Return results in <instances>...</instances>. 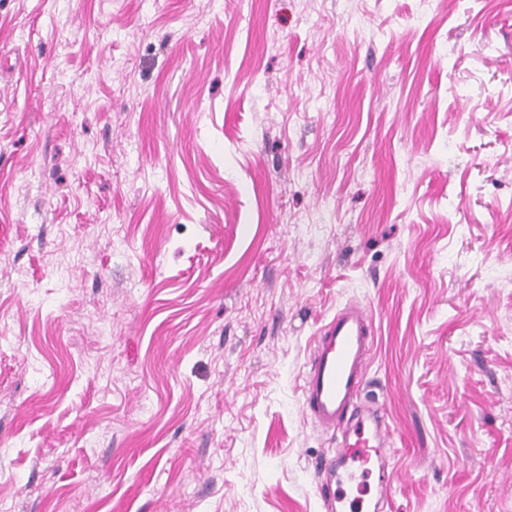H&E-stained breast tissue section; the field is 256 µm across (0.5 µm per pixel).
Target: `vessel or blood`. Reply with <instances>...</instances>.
<instances>
[{
    "label": "vessel or blood",
    "mask_w": 512,
    "mask_h": 512,
    "mask_svg": "<svg viewBox=\"0 0 512 512\" xmlns=\"http://www.w3.org/2000/svg\"><path fill=\"white\" fill-rule=\"evenodd\" d=\"M374 341L370 315L359 302L337 310L313 339L303 380L304 406L317 426L335 433L338 445L334 456L321 457L316 465L321 512H383L389 499L391 434L381 406L365 395ZM373 459L379 467L376 499L346 500L339 468Z\"/></svg>",
    "instance_id": "vessel-or-blood-1"
}]
</instances>
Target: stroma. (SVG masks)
Masks as SVG:
<instances>
[{
    "label": "stroma",
    "mask_w": 512,
    "mask_h": 512,
    "mask_svg": "<svg viewBox=\"0 0 512 512\" xmlns=\"http://www.w3.org/2000/svg\"><path fill=\"white\" fill-rule=\"evenodd\" d=\"M351 301L388 512H512V0H0V512H320ZM374 331L366 307L346 303L314 336L303 380L306 413L324 431L336 433V455L321 457L316 464V484L322 512L383 511L390 495L388 472L392 444L381 406L365 395L367 370L374 348ZM378 461V493L369 504L353 499L345 510L343 477L345 463L365 466L372 456ZM371 510H367V509Z\"/></svg>",
    "instance_id": "1"
}]
</instances>
